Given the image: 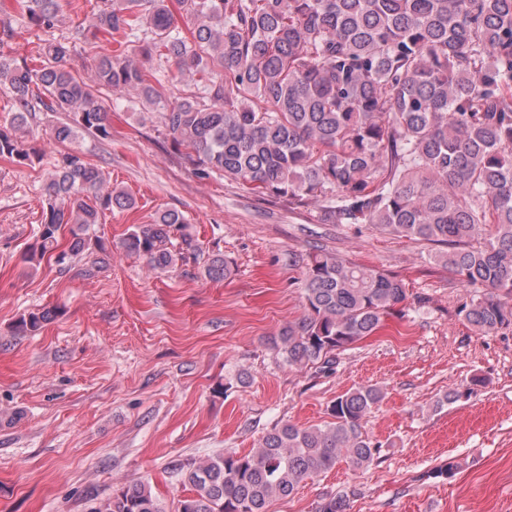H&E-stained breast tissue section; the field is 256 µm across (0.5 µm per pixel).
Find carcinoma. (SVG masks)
<instances>
[{
	"mask_svg": "<svg viewBox=\"0 0 512 512\" xmlns=\"http://www.w3.org/2000/svg\"><path fill=\"white\" fill-rule=\"evenodd\" d=\"M101 3L92 27L136 45L138 57L100 56L94 82L158 114L196 177L315 207L326 224L446 245L448 269L486 289L459 314L482 335L512 327V0H177L188 37L169 0ZM24 11L46 32L60 22L58 0H24ZM42 55L34 69L0 53V86L15 107L0 156L20 163L30 158L21 133L37 111L67 113L53 129L58 143L83 131L111 137L109 113L75 75L69 44L49 40ZM168 82L193 90L177 96ZM42 191L36 263L106 250L90 227L135 206L77 150L60 155ZM122 248L161 271L203 255L174 210L136 226ZM204 273L223 279L229 262L212 254ZM406 299L397 277L316 250L305 264V313L271 343L288 367L326 372ZM50 319L49 310L31 313L20 328L34 333ZM382 399L375 386L350 390L328 422L284 423L246 454L179 465L188 495L177 512H268L340 461L368 467L376 445L363 423ZM93 512L162 510L148 485L134 483ZM315 512H347L346 499L326 497Z\"/></svg>",
	"mask_w": 512,
	"mask_h": 512,
	"instance_id": "carcinoma-1",
	"label": "carcinoma"
}]
</instances>
